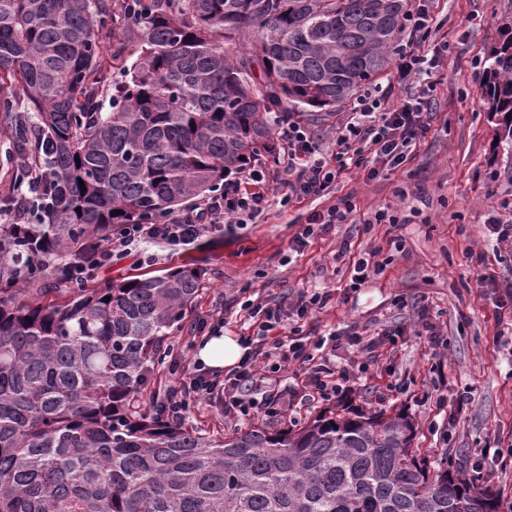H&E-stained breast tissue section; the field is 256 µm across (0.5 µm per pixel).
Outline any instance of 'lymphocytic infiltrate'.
Listing matches in <instances>:
<instances>
[{
    "instance_id": "1",
    "label": "lymphocytic infiltrate",
    "mask_w": 512,
    "mask_h": 512,
    "mask_svg": "<svg viewBox=\"0 0 512 512\" xmlns=\"http://www.w3.org/2000/svg\"><path fill=\"white\" fill-rule=\"evenodd\" d=\"M407 27L413 41L399 53L398 72L403 78L422 75L425 43L433 33L430 17L421 9L409 14ZM429 117L425 90L399 99L388 108L379 96L365 94L360 97L349 121L339 127L335 148L331 151L300 122L289 121L280 133L289 198L324 197L339 175L349 168L367 171L374 177L379 167L400 166L429 129ZM47 183L42 171L29 172L23 179L11 178L7 193L16 204L0 209V224L29 223V201L46 196ZM267 202L263 176L257 166H249L228 180L222 194L170 212L157 224L127 225L120 235L100 249L95 267L107 268L113 260L145 245L179 247L211 233L219 225L247 223L262 213ZM354 209L350 198L336 200L314 214L311 223L300 227L291 240L292 247H302L314 231L325 232L335 225L348 223ZM330 297V292H315L293 309L283 302L247 304L248 316L257 328L256 334L247 339L252 346L251 353L221 379L210 377L202 363L192 361L188 354H181L174 363L179 385L167 392L170 411L178 415L186 412L187 407L179 396L180 389L184 388L201 400L217 393L224 395L227 410L240 417L249 416L258 408L268 417L283 415L285 392L280 388L278 374L283 366L294 363L307 366L310 393L324 401L335 398L349 381V371H341L335 377L325 374L322 365L314 363L298 327L290 322L291 317L301 318L308 311L323 309Z\"/></svg>"
}]
</instances>
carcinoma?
I'll use <instances>...</instances> for the list:
<instances>
[{"label":"carcinoma","mask_w":512,"mask_h":512,"mask_svg":"<svg viewBox=\"0 0 512 512\" xmlns=\"http://www.w3.org/2000/svg\"><path fill=\"white\" fill-rule=\"evenodd\" d=\"M410 11V0H167L128 18L105 0H0V88L30 120L11 121L14 154L55 187L37 223L0 225V512H500L491 488L413 447L401 411L186 426L162 408L156 369L203 268L103 284L73 272L124 225L275 154L288 115L352 100L391 68ZM102 29L126 39L106 50ZM482 78L484 111L512 145V17Z\"/></svg>","instance_id":"obj_1"}]
</instances>
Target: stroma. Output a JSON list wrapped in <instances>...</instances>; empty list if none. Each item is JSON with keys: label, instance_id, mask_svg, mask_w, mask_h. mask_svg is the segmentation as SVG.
<instances>
[{"label": "stroma", "instance_id": "obj_1", "mask_svg": "<svg viewBox=\"0 0 512 512\" xmlns=\"http://www.w3.org/2000/svg\"><path fill=\"white\" fill-rule=\"evenodd\" d=\"M425 7L442 29L428 48L437 65L429 75L433 112L429 132L418 141L406 162L376 178L359 171L343 176L329 197L283 202L288 178L282 159L261 156L269 202L255 223L218 228L194 245L171 253L158 246L143 247L111 268L99 271L104 280L119 281L141 273L166 270L197 261L204 270L202 289L181 329L168 347L198 348L189 341L202 320L215 313L227 319L225 334L247 335L243 302L260 295L267 302L297 301L300 294L330 292L325 309L300 322L303 335L325 337L315 350L317 362L337 369L350 353L335 349L333 336L356 331L371 338L395 335L393 348H382L377 362L356 372L335 405L366 411L408 413L418 423L415 447L440 449L439 428L452 435L450 453L460 458L469 449H500L486 458L487 485L505 506H512V464L502 454L512 450V312L498 311L492 285L477 287L465 252L483 253L495 279L512 270V251L486 235L489 216L512 222V148L497 145L480 95V70L498 38L502 18L512 16V0H412ZM351 198L358 234L339 224L329 233L308 240L295 250L290 241L308 217L330 200ZM388 211L393 223L376 224V212ZM350 240V256H339V244ZM379 249L385 267L369 283L352 288L350 257ZM433 324L442 346L428 345L422 331ZM443 364L448 394L461 397L459 410L444 412L428 400ZM401 388L391 392L389 379ZM294 410L274 419L254 416L234 419L225 414L223 397L192 403L187 423L204 429H247L256 425L284 428L303 424L325 406L321 400L293 399Z\"/></svg>", "mask_w": 512, "mask_h": 512}]
</instances>
